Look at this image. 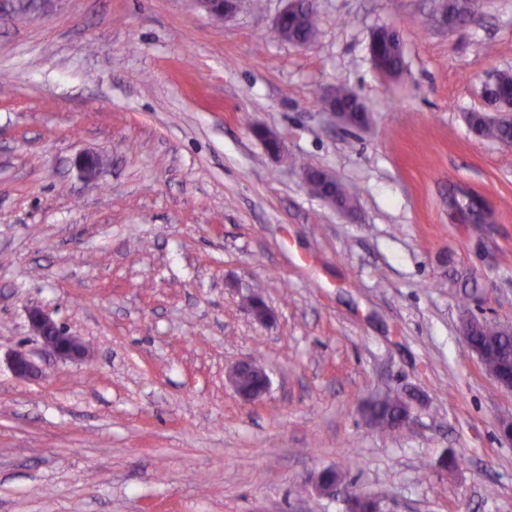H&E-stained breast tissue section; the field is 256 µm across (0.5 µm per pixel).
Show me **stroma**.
Here are the masks:
<instances>
[{
  "label": "stroma",
  "instance_id": "35a3bbf8",
  "mask_svg": "<svg viewBox=\"0 0 512 512\" xmlns=\"http://www.w3.org/2000/svg\"><path fill=\"white\" fill-rule=\"evenodd\" d=\"M7 2L0 512H345L311 484L343 464L385 512H512V393L461 335L469 316L512 325V146L468 123L512 67V0L452 31L437 0H319L306 46L272 28L287 0L221 23L192 0ZM380 27L395 78L371 58ZM339 85L363 126L320 105ZM310 166L355 210L313 195ZM33 307L87 358L47 352ZM20 349L37 377L12 371ZM252 355L271 388L247 404L225 372ZM391 391L424 402L381 433L362 406ZM401 41L395 31L392 35H382L376 45L370 41V52L372 60L376 65L379 59L382 74L393 78L402 71V52H400ZM377 52V54H376Z\"/></svg>",
  "mask_w": 512,
  "mask_h": 512
}]
</instances>
